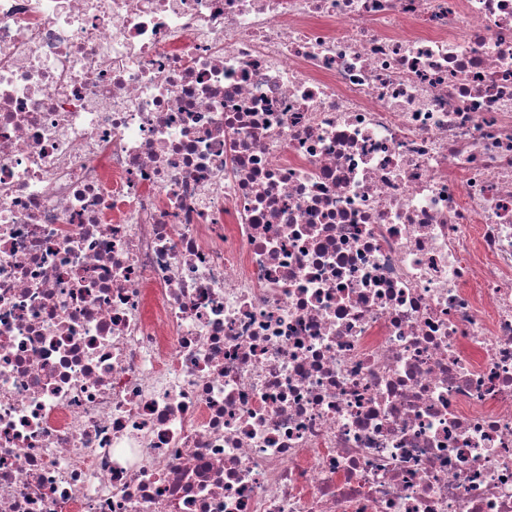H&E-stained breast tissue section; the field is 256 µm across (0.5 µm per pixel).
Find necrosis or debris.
Segmentation results:
<instances>
[{
  "instance_id": "obj_1",
  "label": "necrosis or debris",
  "mask_w": 512,
  "mask_h": 512,
  "mask_svg": "<svg viewBox=\"0 0 512 512\" xmlns=\"http://www.w3.org/2000/svg\"><path fill=\"white\" fill-rule=\"evenodd\" d=\"M0 512H512V0H0Z\"/></svg>"
}]
</instances>
